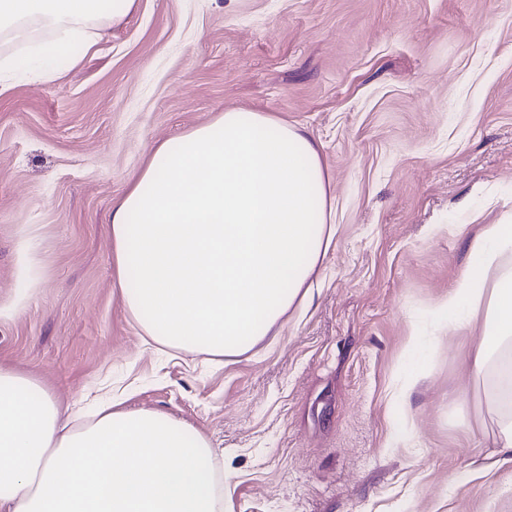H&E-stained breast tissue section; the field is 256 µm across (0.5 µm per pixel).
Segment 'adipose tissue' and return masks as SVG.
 Masks as SVG:
<instances>
[{"instance_id": "ef3b65f1", "label": "adipose tissue", "mask_w": 512, "mask_h": 512, "mask_svg": "<svg viewBox=\"0 0 512 512\" xmlns=\"http://www.w3.org/2000/svg\"><path fill=\"white\" fill-rule=\"evenodd\" d=\"M136 0H0V41L35 44L25 69L50 77L77 62L91 31L123 20ZM32 42V41H31ZM329 179L303 130L229 109L150 149L113 205L110 238L130 317L155 343L234 356L274 335L331 241ZM34 232L16 243L20 314L43 281ZM512 224H486L438 320L472 337L467 366L482 388L469 430L512 454ZM218 450L201 432L151 410L102 402L76 423L34 376L0 366V512H224Z\"/></svg>"}]
</instances>
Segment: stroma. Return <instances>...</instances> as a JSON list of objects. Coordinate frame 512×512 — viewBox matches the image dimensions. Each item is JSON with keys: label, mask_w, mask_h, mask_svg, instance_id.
<instances>
[{"label": "stroma", "mask_w": 512, "mask_h": 512, "mask_svg": "<svg viewBox=\"0 0 512 512\" xmlns=\"http://www.w3.org/2000/svg\"><path fill=\"white\" fill-rule=\"evenodd\" d=\"M6 82L0 305L21 228L44 281L0 320L1 366L210 437L224 512H512V463L458 430L469 339L434 314L479 225L512 213V0H137L57 78ZM228 108L318 144L333 236L309 303L217 358L144 336L109 224L150 147Z\"/></svg>", "instance_id": "1"}]
</instances>
